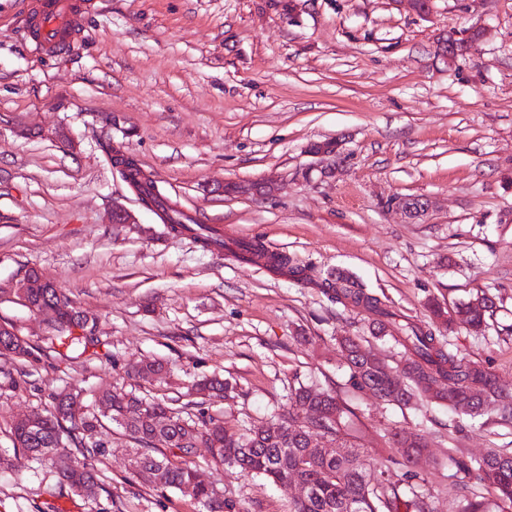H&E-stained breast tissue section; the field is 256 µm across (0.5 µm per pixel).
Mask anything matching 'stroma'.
<instances>
[{
	"label": "stroma",
	"instance_id": "35a3bbf8",
	"mask_svg": "<svg viewBox=\"0 0 512 512\" xmlns=\"http://www.w3.org/2000/svg\"><path fill=\"white\" fill-rule=\"evenodd\" d=\"M29 0H0V291L24 267L99 320L107 356L78 352L27 363L0 358V512H36L57 475L15 452L10 425L50 390L83 388L86 402L135 384L175 397L197 376L224 377L226 397L202 409L234 431L269 420L292 386L336 389L353 409L349 440L390 481L405 460L393 433L426 448L415 469L433 512L491 496L456 485L449 455L512 451V423L473 421L445 405H386L346 386L341 336L389 363L403 349L370 333L365 307L331 302L297 282L167 234L104 157L99 138L132 154L173 202L227 237H250L293 265L358 276L422 326L429 301L461 303L490 290L483 331L440 330L444 348L489 368L512 393V0H431L428 17L398 0H94L76 51L50 58L19 28ZM485 30L456 62L439 45ZM335 141L341 171L313 145ZM274 180L270 193L224 185ZM405 196L429 198L415 219ZM131 224H111L113 206ZM29 344L50 328L0 302V322ZM167 363L131 382L136 361ZM97 461L98 498H58L64 512H199L189 498L139 484L133 443L109 432ZM191 464L242 512H290L292 493L198 449Z\"/></svg>",
	"mask_w": 512,
	"mask_h": 512
}]
</instances>
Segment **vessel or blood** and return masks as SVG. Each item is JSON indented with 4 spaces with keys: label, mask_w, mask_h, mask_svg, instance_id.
<instances>
[{
    "label": "vessel or blood",
    "mask_w": 512,
    "mask_h": 512,
    "mask_svg": "<svg viewBox=\"0 0 512 512\" xmlns=\"http://www.w3.org/2000/svg\"><path fill=\"white\" fill-rule=\"evenodd\" d=\"M90 0H32L22 29L43 53L69 54L81 41Z\"/></svg>",
    "instance_id": "obj_1"
}]
</instances>
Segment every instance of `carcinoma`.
<instances>
[{
	"mask_svg": "<svg viewBox=\"0 0 512 512\" xmlns=\"http://www.w3.org/2000/svg\"><path fill=\"white\" fill-rule=\"evenodd\" d=\"M123 178L131 177L140 191L149 197L157 215L173 235H190L202 247L224 250L223 238L213 229L197 224L177 208L152 174L132 165ZM239 260H253L265 254L257 242L249 245L246 257L235 250ZM267 255V254H265ZM268 267L294 279L308 278L307 270L290 264L285 255H267ZM320 287L328 298L342 306H365L379 317L380 329L407 351L398 369L367 353L358 336L340 340L348 369V387L355 392H368L373 397L407 406L425 398L448 404V407L472 419L494 415L512 422V394L500 391L491 371L469 363L447 351L435 336V328L451 329L460 325L479 330L486 316L495 308V297L486 290L476 292L468 301L445 308L431 306L436 327L417 325L392 311L377 296L366 292L342 270L328 272ZM35 302L53 311L50 326L56 331L47 347L32 346L9 333H0V356L13 359H36L54 353L79 349L96 358L99 353L97 319L81 317V311L67 294L58 288H44ZM165 370L160 361H142L132 366L131 375L158 376ZM224 381L201 378L188 387L189 395L222 392ZM80 392L63 389L47 394L45 407L32 413L26 421L16 420L10 427L14 449L22 455L49 461L64 485L69 471L80 467L85 472L81 486H69L77 497L94 500L103 487L99 471L91 461L112 454L111 441L89 442V435L109 422L143 451L129 459V471L137 481L159 488L175 490L201 504L206 512H242L236 500L224 496L212 485L196 480L197 470L186 458L190 448H212V460L228 464L246 476H260L279 484L300 481L308 487L305 496L294 500L292 512H432L427 496L419 492L420 476L407 470L406 479L392 482L385 471L365 458L357 447L347 444L342 427L344 416L351 413L336 390H318L301 385L291 389L290 405L279 416L245 433H231L213 416L200 411L188 412L195 402L181 398L158 399L135 389L112 387L96 397L97 409L74 408ZM309 411V422L299 421L302 411ZM394 447L402 449L406 460L414 462L424 447L421 438L406 431L394 434ZM75 451H69V448ZM456 472L475 478L495 491V498H466L459 512H512V452L493 450L480 459L449 457Z\"/></svg>",
	"mask_w": 512,
	"mask_h": 512,
	"instance_id": "obj_1",
	"label": "carcinoma"
}]
</instances>
